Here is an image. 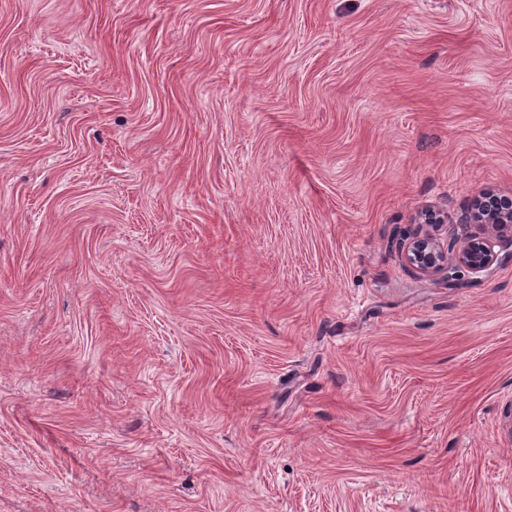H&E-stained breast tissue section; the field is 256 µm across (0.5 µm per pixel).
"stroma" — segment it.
<instances>
[{
	"mask_svg": "<svg viewBox=\"0 0 512 512\" xmlns=\"http://www.w3.org/2000/svg\"><path fill=\"white\" fill-rule=\"evenodd\" d=\"M512 0H0V512H512ZM462 224H481L492 228L495 235H473L465 238L462 245L448 261V243L446 248L430 234H415L407 237V242L398 243L405 260L424 277L438 273H448V284L455 283L454 278H463L466 273L478 274L503 258L495 251L497 236H510L512 240V199H501L494 193L485 192L478 196L471 212L464 216ZM499 234V235H498Z\"/></svg>",
	"mask_w": 512,
	"mask_h": 512,
	"instance_id": "stroma-1",
	"label": "stroma"
}]
</instances>
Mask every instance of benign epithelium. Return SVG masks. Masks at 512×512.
<instances>
[{"label":"benign epithelium","mask_w":512,"mask_h":512,"mask_svg":"<svg viewBox=\"0 0 512 512\" xmlns=\"http://www.w3.org/2000/svg\"><path fill=\"white\" fill-rule=\"evenodd\" d=\"M464 224H481L493 229L494 234L473 235L465 238L453 256L430 234H415L399 244L405 260L424 277L441 272L448 274V282L466 274L481 273L502 261L495 251V236L512 237V199H502L494 193L478 196L471 212L462 219Z\"/></svg>","instance_id":"7a95c632"}]
</instances>
